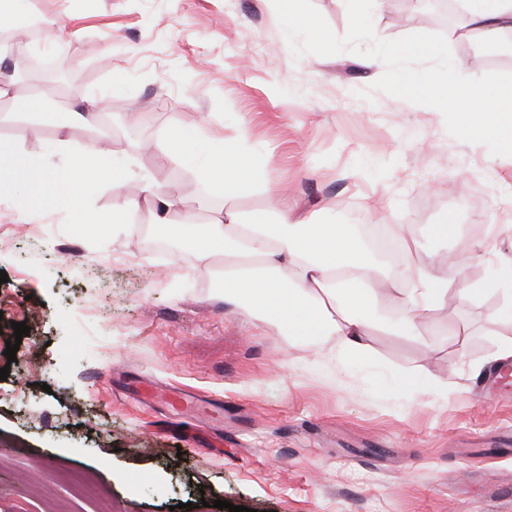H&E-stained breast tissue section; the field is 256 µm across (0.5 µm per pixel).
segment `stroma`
Returning <instances> with one entry per match:
<instances>
[{
    "mask_svg": "<svg viewBox=\"0 0 512 512\" xmlns=\"http://www.w3.org/2000/svg\"><path fill=\"white\" fill-rule=\"evenodd\" d=\"M433 0H375L374 31L443 35L467 77L512 73V31L459 36L426 21ZM48 27L24 53L58 55L84 90L111 95L120 135L66 121L75 109L16 81L0 101V145L63 165L61 141H102L110 160L175 186L180 206L208 186L171 162L170 130L202 149L240 143L258 171L233 189L239 214L276 220L270 187L300 216L376 224L453 262L481 256L418 337L374 333L367 357L335 337H285L224 304L223 250L112 221V191L77 184L81 206L15 219L0 197V506L31 512H512V380L493 355L512 338L501 293L481 292L512 256V157L450 136L442 114L382 91L383 73L346 51L293 58L272 0H8ZM451 220L453 235L433 225ZM475 289L461 298V290ZM30 328L8 362L13 323ZM424 370L416 389L405 373ZM190 388L219 415L181 414L156 388Z\"/></svg>",
    "mask_w": 512,
    "mask_h": 512,
    "instance_id": "35a3bbf8",
    "label": "stroma"
}]
</instances>
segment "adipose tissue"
Listing matches in <instances>:
<instances>
[{"mask_svg":"<svg viewBox=\"0 0 512 512\" xmlns=\"http://www.w3.org/2000/svg\"><path fill=\"white\" fill-rule=\"evenodd\" d=\"M462 29L484 40L512 29V0H472ZM64 167L20 150H0V195L19 178L34 208L78 204V183L112 188V213L122 217L146 210L153 223L185 233L174 222L179 204L173 190L150 175L135 176L108 162L97 144L72 145ZM257 171L239 145L208 155L197 168L200 180L214 191L231 194L233 187ZM194 237L224 250V302L240 315L279 326L291 336H336L344 352L366 355L375 327L396 336H415L424 315L448 298V287L465 273L475 252L461 250L452 270L424 269L410 264L388 285L400 297V317L386 316L377 289L374 261L348 224H323L312 219L291 220L280 211L275 224L248 222L236 214L196 225Z\"/></svg>","mask_w":512,"mask_h":512,"instance_id":"1","label":"adipose tissue"}]
</instances>
